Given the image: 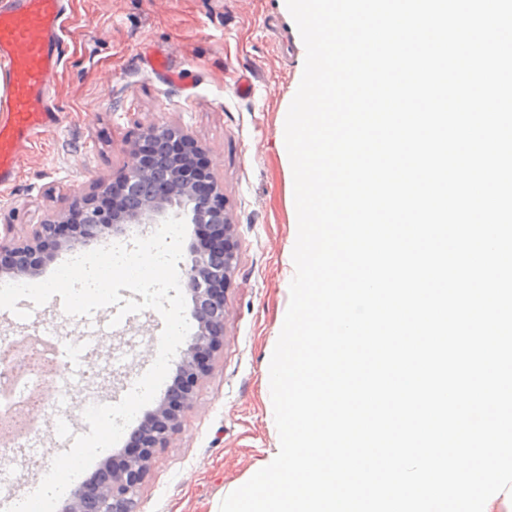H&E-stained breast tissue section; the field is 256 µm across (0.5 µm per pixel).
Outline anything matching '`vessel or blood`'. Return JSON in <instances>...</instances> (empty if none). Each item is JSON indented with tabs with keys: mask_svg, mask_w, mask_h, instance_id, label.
Instances as JSON below:
<instances>
[{
	"mask_svg": "<svg viewBox=\"0 0 512 512\" xmlns=\"http://www.w3.org/2000/svg\"><path fill=\"white\" fill-rule=\"evenodd\" d=\"M63 0H12L0 7V70L9 96L0 106V186L10 185L28 150L56 127L61 111L50 85L64 56ZM101 331L98 318L85 320L84 336L67 355V370L83 369L85 353Z\"/></svg>",
	"mask_w": 512,
	"mask_h": 512,
	"instance_id": "b4317fda",
	"label": "vessel or blood"
}]
</instances>
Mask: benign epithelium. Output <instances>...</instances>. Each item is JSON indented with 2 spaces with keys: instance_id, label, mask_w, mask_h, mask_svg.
Listing matches in <instances>:
<instances>
[{
  "instance_id": "1",
  "label": "benign epithelium",
  "mask_w": 512,
  "mask_h": 512,
  "mask_svg": "<svg viewBox=\"0 0 512 512\" xmlns=\"http://www.w3.org/2000/svg\"><path fill=\"white\" fill-rule=\"evenodd\" d=\"M139 139L157 143L154 160L147 166L140 162L135 146L125 150L123 183L126 194L113 198L112 220L103 221L93 207V199L74 203L69 218L49 220L36 225L31 237L12 245L0 243V269L8 262V272L15 277H30L41 269L43 258L51 256L73 239L97 240L107 233L123 234L132 224H158L170 217H180L189 224H211L224 228V243L212 252L192 246L184 266V287L193 302L192 316L198 329L191 337L178 366L181 386L169 388L167 397L141 422L135 435L137 451L128 456L119 469L103 464L95 474L81 481L66 498L63 512H137L139 490L149 474L152 460L169 440L181 430L182 414L195 401L199 383L208 375L215 354L224 344V295L215 285H227L233 273L239 242L227 211L224 193L218 189L214 163L207 159L212 193L193 192L185 173L186 162L175 150L174 141L190 139L176 126H149ZM168 162L169 179L159 183L149 194L139 187L149 181L160 160Z\"/></svg>"
}]
</instances>
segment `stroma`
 Wrapping results in <instances>:
<instances>
[{
	"label": "stroma",
	"mask_w": 512,
	"mask_h": 512,
	"mask_svg": "<svg viewBox=\"0 0 512 512\" xmlns=\"http://www.w3.org/2000/svg\"><path fill=\"white\" fill-rule=\"evenodd\" d=\"M69 52L51 88L64 121L47 132L7 188L0 187V232L30 236L34 225L68 213L92 195L98 179L117 180L124 151L150 125L182 127L215 162L236 226L239 251L224 292L229 320L182 428L153 460L138 495L139 512H215L226 492L255 473L265 451L280 443L263 381L290 302L297 235L284 125L303 71L305 47L285 0H64ZM167 49L186 86L141 64L143 48ZM250 95L235 94L241 76ZM19 319L0 309V339L28 335L33 324L65 343L83 333L60 297L41 306L19 301ZM106 323L84 374L58 401L57 379L43 385L47 406L31 447L44 464L68 450L56 422L88 432L76 408L114 404L156 356L164 322L152 309Z\"/></svg>",
	"instance_id": "obj_1"
}]
</instances>
